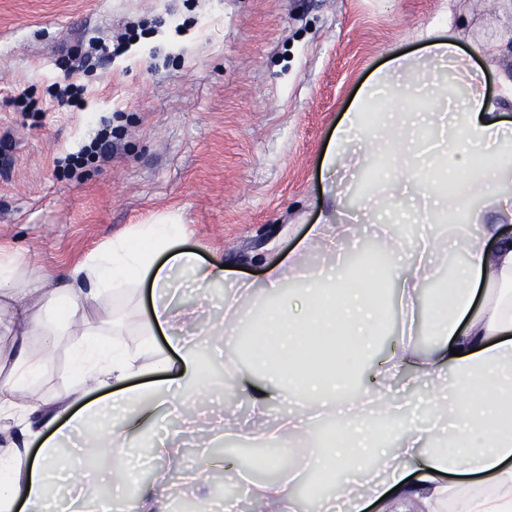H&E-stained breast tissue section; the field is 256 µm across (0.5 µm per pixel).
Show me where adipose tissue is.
<instances>
[{
	"mask_svg": "<svg viewBox=\"0 0 512 512\" xmlns=\"http://www.w3.org/2000/svg\"><path fill=\"white\" fill-rule=\"evenodd\" d=\"M418 38L419 55H391L329 142L320 163L331 177L320 219L289 252L287 268L268 266L259 285H245V292L260 291L275 298V305L244 328L236 305L228 303L206 327V335L228 342L247 329L250 370L228 356L223 378L205 375L197 346L183 338L197 314L184 290L206 301L231 275L220 260L206 261L181 248L183 225L141 224L117 235L74 264L67 281L54 288L44 287L43 275L24 253H0V308L11 313L16 343L10 376L0 383V412L25 402L32 418L27 434L48 431L37 450L16 443L0 448L7 477L0 483V512H53L61 481L81 479L62 453L77 433L107 456L102 480L114 490L107 499H92L90 512H155L153 486L132 498L123 494L137 477L133 417L151 408L187 417L228 387L258 413L283 395L296 400L295 412L249 444L294 442L307 449L347 512H366L378 502L383 512H512V120L488 98L483 71L470 63L475 56H494L495 46L468 50L455 33L430 27ZM371 106L378 117L372 127L362 121ZM355 139L360 149H351ZM379 159L388 170L386 187L360 198L365 216L389 224L393 211H407L418 223L436 227L449 215L463 214L470 226L452 238L434 230L418 242L388 232L377 236L375 244L389 262L388 281L400 291L404 323L388 359L374 369L372 385L356 390L349 383L351 368L374 348L385 309L370 281L346 276L340 266L313 273L303 259L312 245L333 250L341 243L329 232L343 203L338 166L361 170ZM451 250L466 261L437 282L431 318L439 339L424 351L413 342L418 291L435 282L434 260ZM288 272L302 283L295 303L282 293ZM146 285L151 305L135 310L129 323L147 338L168 332V352L150 361L148 342L137 351L87 344L75 355L74 380L42 400L38 382L51 371L58 335H91L94 307ZM36 332L45 342L33 353L28 338ZM312 355L335 362V371L309 365ZM449 369L458 379L450 395L444 391ZM146 374L152 382L134 383V376ZM86 378L103 396L88 399ZM395 380L407 389L428 383L433 422L425 430L404 424L397 445L381 449L371 464L364 458V423L372 413L391 411ZM450 438L457 452H438L437 444ZM461 471L481 477L478 492L465 493L452 481ZM293 479L287 471L253 483L251 494L268 512H298L288 490Z\"/></svg>",
	"mask_w": 512,
	"mask_h": 512,
	"instance_id": "1",
	"label": "adipose tissue"
}]
</instances>
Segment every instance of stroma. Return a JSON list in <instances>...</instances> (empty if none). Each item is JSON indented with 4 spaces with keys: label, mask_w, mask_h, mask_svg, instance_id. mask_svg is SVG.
<instances>
[{
    "label": "stroma",
    "mask_w": 512,
    "mask_h": 512,
    "mask_svg": "<svg viewBox=\"0 0 512 512\" xmlns=\"http://www.w3.org/2000/svg\"><path fill=\"white\" fill-rule=\"evenodd\" d=\"M449 15L462 43L496 45L486 93L512 115L498 0H0V251L54 278L116 233L181 224L182 246L260 279L316 223L355 95ZM129 28L123 54L99 57ZM70 83L76 107L57 95ZM105 127L111 158L69 171ZM148 303L142 288L93 309L100 343L141 348L122 321Z\"/></svg>",
    "instance_id": "35a3bbf8"
}]
</instances>
